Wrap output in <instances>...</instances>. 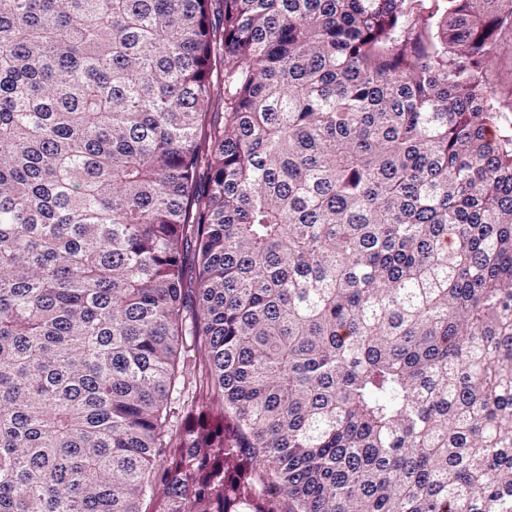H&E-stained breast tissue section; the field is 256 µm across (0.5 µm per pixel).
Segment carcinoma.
<instances>
[{
    "label": "carcinoma",
    "instance_id": "1",
    "mask_svg": "<svg viewBox=\"0 0 512 512\" xmlns=\"http://www.w3.org/2000/svg\"><path fill=\"white\" fill-rule=\"evenodd\" d=\"M505 35L0 0V512H512ZM493 91L491 103L501 112L503 122L512 128V40L507 38L498 47L496 57L486 72Z\"/></svg>",
    "mask_w": 512,
    "mask_h": 512
}]
</instances>
